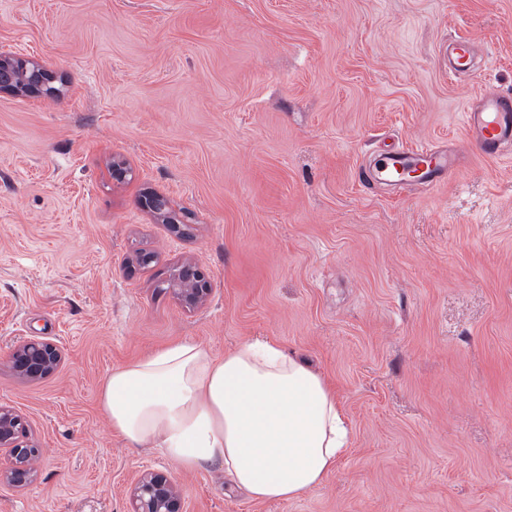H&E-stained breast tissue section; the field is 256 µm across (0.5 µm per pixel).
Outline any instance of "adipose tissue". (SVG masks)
<instances>
[{"label":"adipose tissue","mask_w":512,"mask_h":512,"mask_svg":"<svg viewBox=\"0 0 512 512\" xmlns=\"http://www.w3.org/2000/svg\"><path fill=\"white\" fill-rule=\"evenodd\" d=\"M99 404L130 446L164 449L187 470L221 464L259 501L311 490L348 446L334 390L269 339L221 358L189 341L156 351L113 368Z\"/></svg>","instance_id":"1"}]
</instances>
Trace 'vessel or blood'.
Instances as JSON below:
<instances>
[{
    "label": "vessel or blood",
    "instance_id": "obj_1",
    "mask_svg": "<svg viewBox=\"0 0 512 512\" xmlns=\"http://www.w3.org/2000/svg\"><path fill=\"white\" fill-rule=\"evenodd\" d=\"M475 57L469 38L454 39L449 45V77L468 73ZM464 127L468 141L476 144L482 153L499 156L504 145L512 143V98L492 88L483 90L477 102L465 112ZM455 166V154L433 145H422L387 152L372 167L370 178L377 183L400 186L405 184L408 173L414 172L419 183L434 186L439 175Z\"/></svg>",
    "mask_w": 512,
    "mask_h": 512
}]
</instances>
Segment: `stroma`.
I'll use <instances>...</instances> for the list:
<instances>
[{
    "label": "stroma",
    "mask_w": 512,
    "mask_h": 512,
    "mask_svg": "<svg viewBox=\"0 0 512 512\" xmlns=\"http://www.w3.org/2000/svg\"><path fill=\"white\" fill-rule=\"evenodd\" d=\"M459 35L476 67L452 80ZM0 43L59 91L0 93V404L42 451L0 512H127L146 470L177 476L183 512H512V153L463 126L485 88L512 95V0H0ZM424 144L459 154L439 186L359 179ZM155 193L191 236L145 208ZM141 248L152 267H131ZM184 259L213 288L193 313L164 288ZM31 336L64 351L36 382L3 363ZM256 337L351 424L315 488L257 501L112 432V368Z\"/></svg>",
    "instance_id": "obj_1"
}]
</instances>
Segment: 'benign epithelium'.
Wrapping results in <instances>:
<instances>
[{"label": "benign epithelium", "instance_id": "benign-epithelium-1", "mask_svg": "<svg viewBox=\"0 0 512 512\" xmlns=\"http://www.w3.org/2000/svg\"><path fill=\"white\" fill-rule=\"evenodd\" d=\"M55 80L53 71L44 63L19 57L0 45V93L28 97L45 92ZM146 204L159 222L173 224L183 236L191 234L193 225L174 223L166 197L152 195ZM169 290L180 306L190 313L206 304L212 288L198 264L186 259L172 266ZM5 363L20 378L33 382L56 372L63 363V352L56 343L33 336L14 344ZM1 453L7 455V464L0 465V484L23 487L34 480L41 451L29 440L26 417L5 405H0ZM181 497L175 477L145 471L130 490L129 512H182Z\"/></svg>", "mask_w": 512, "mask_h": 512}]
</instances>
